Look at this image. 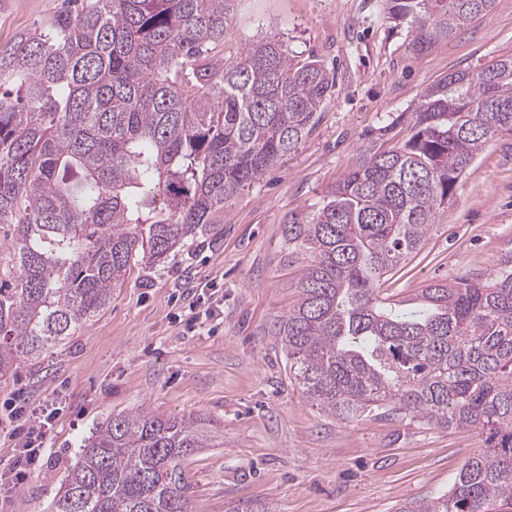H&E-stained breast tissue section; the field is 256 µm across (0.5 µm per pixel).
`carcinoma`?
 <instances>
[{
    "label": "carcinoma",
    "mask_w": 512,
    "mask_h": 512,
    "mask_svg": "<svg viewBox=\"0 0 512 512\" xmlns=\"http://www.w3.org/2000/svg\"><path fill=\"white\" fill-rule=\"evenodd\" d=\"M238 0H64L0 49V375L75 335L134 265H157L296 152L331 95L321 60L270 35L218 48ZM425 54L494 0H381ZM383 150L365 139L323 204L284 224L309 256L278 322L308 402L351 421L396 416L485 434L448 491L403 512L512 508V251L488 275L396 300L385 278L418 253L458 179L512 133V58L425 88ZM210 435L192 417L111 416L53 512H182L181 463Z\"/></svg>",
    "instance_id": "cac0c4a2"
}]
</instances>
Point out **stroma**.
I'll return each instance as SVG.
<instances>
[{
	"label": "stroma",
	"mask_w": 512,
	"mask_h": 512,
	"mask_svg": "<svg viewBox=\"0 0 512 512\" xmlns=\"http://www.w3.org/2000/svg\"><path fill=\"white\" fill-rule=\"evenodd\" d=\"M62 0H0V48L49 22ZM280 37L296 62L320 59L335 85L295 154L152 267L133 268L110 305L38 362L0 376V405L52 413L48 452L24 484L0 490V512H52V500L107 416H191L216 445L183 463L190 512H397L447 491L482 450L472 430L364 415L339 421L288 374L274 321L296 302L309 258L288 249L290 215L320 206L357 146L412 111L423 89L512 56V0L431 52L380 0H239L224 37L232 57ZM512 251V135L502 133L456 183L421 251L384 283L407 297L426 284L490 273Z\"/></svg>",
	"instance_id": "stroma-1"
}]
</instances>
